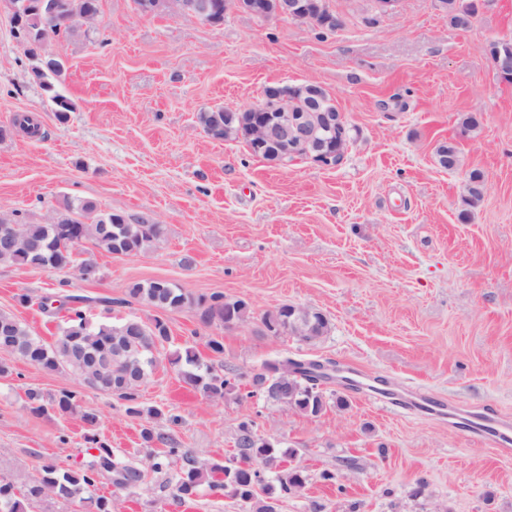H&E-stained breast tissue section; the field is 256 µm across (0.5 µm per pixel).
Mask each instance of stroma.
Masks as SVG:
<instances>
[{
    "label": "stroma",
    "instance_id": "35a3bbf8",
    "mask_svg": "<svg viewBox=\"0 0 512 512\" xmlns=\"http://www.w3.org/2000/svg\"><path fill=\"white\" fill-rule=\"evenodd\" d=\"M327 3L342 19L333 32L236 11L210 26L99 0L93 22L46 46L65 63L55 91L74 110L64 122L0 15V128L29 114L43 131L0 140V214L43 223L68 198L167 228L157 248L135 256L84 244L82 259L98 268L92 281L72 269L0 265V311L48 344L63 324L41 310L48 296L92 297L94 323L164 317L171 339L141 402L162 408L156 428L202 462L232 458L248 418L262 438L295 449L284 464L308 481L274 492L276 512H512V449L476 428L512 423V83L487 49L512 39V0H484L465 28L437 0H400L386 13L375 0ZM306 83L346 115L339 166L276 165L198 122V113L261 101L268 86ZM468 116L476 129L463 128ZM449 142L461 156L454 172L437 158ZM474 171L484 188L471 206ZM157 279L196 299H244L251 314L227 327L201 324L194 306L123 305L130 284ZM284 304L324 313L328 335L306 343L262 334V315ZM211 337L224 363L247 374L285 354L332 362L364 387L325 383L329 405L316 417L257 397L211 399L169 362ZM0 364V475L15 486L51 461L78 468L89 453L78 416L32 415L30 389L81 391L100 414L99 441L149 465L145 421L120 401L66 370L4 353ZM326 470L345 492L324 484ZM96 493L113 512H249L205 487L177 503L162 474L135 490L104 479Z\"/></svg>",
    "mask_w": 512,
    "mask_h": 512
}]
</instances>
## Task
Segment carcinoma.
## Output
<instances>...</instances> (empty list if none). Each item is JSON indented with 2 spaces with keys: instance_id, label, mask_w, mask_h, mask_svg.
<instances>
[{
  "instance_id": "1",
  "label": "carcinoma",
  "mask_w": 512,
  "mask_h": 512,
  "mask_svg": "<svg viewBox=\"0 0 512 512\" xmlns=\"http://www.w3.org/2000/svg\"><path fill=\"white\" fill-rule=\"evenodd\" d=\"M31 2L33 0H16L22 26L15 38L27 41L29 49L26 54L37 61L33 73L40 85L51 91L62 79L64 65L57 56L46 52L45 45L50 40L67 38L76 26L58 22L46 27L42 15L32 10ZM66 4L68 14L75 18L99 12V0H66ZM443 9L451 23L466 27L477 13L478 5L476 0H443ZM489 53L499 77L512 82V40L491 43ZM52 101L57 118L67 120L69 112L74 110L71 100L56 92ZM198 120L208 133L224 125V110L201 112ZM438 162L445 170L457 169L460 165L457 148L452 144L441 146ZM95 211L96 205L90 201L69 202L64 211L57 213L60 218L57 224L35 223L16 217L15 222L21 225L20 235L12 249L0 250V264L59 271L75 269L81 273L92 262L78 261L75 242L79 240L109 254L120 249H131L141 254L165 238L164 225L151 224L144 216L130 218L120 213H108L96 216L92 224H82L72 218L74 214H92ZM104 225L112 229V233L102 234ZM132 299L161 310L194 305L200 310L199 319L204 325L215 321L236 324L246 321L250 315V307L243 299L213 294L195 300L165 280L134 283L128 288V298L117 301V304L125 305ZM68 301L70 306L66 308L65 325L59 328V335L49 345L33 336L14 315L0 312V352L15 355L48 371L67 369L81 378L85 387L123 402L126 413L146 416L147 426L141 433L143 442L149 447L161 446V450L153 454L150 468L156 473H170L169 485L175 499L182 503L189 501L205 484L212 492H227L251 505L254 512H275L271 502L260 498L262 493L268 497L272 494V486L266 483L265 470H276L280 491L285 494L305 487L307 475L304 471L298 468L278 470L279 462L293 456L295 450H284L265 442L257 435L255 422L249 418L239 425L235 443L237 461L198 462L190 450L153 426V422L165 417V413L157 407L145 408L139 401L142 386L157 367V354L170 339L167 323L157 317L149 323L125 318L118 323L92 324L84 315L81 299L70 297ZM292 318V306L284 305L263 314L261 324L270 334L277 336L288 332ZM170 363L179 367V374L186 384L213 398L231 394L239 399L259 396L269 403L286 406L307 416H318L327 407L325 393L319 386L326 377L325 365L319 361L288 357L268 360L261 372L252 375V390L246 393L240 391L242 372L224 365L215 370L192 346L175 352ZM26 396L27 409L34 416L50 413L78 415L91 431L86 439L95 445V452L89 454L77 469L61 468L55 464L43 466L41 477L29 482L18 494L11 483L0 478V512H24V502L36 501L48 494L65 500L73 499L92 492L103 479H109L113 486L125 490L138 488L144 483L145 472L139 465L97 443L92 431L99 423V413L82 405L80 393L62 391L47 398L30 389Z\"/></svg>"
}]
</instances>
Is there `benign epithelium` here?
<instances>
[{
  "label": "benign epithelium",
  "mask_w": 512,
  "mask_h": 512,
  "mask_svg": "<svg viewBox=\"0 0 512 512\" xmlns=\"http://www.w3.org/2000/svg\"><path fill=\"white\" fill-rule=\"evenodd\" d=\"M36 10L46 15L49 22L74 18L63 12L61 0H36ZM137 10L143 15L173 13L192 16L211 25L220 22L224 13L241 11L264 20L288 18L311 23L331 31L336 18L331 11L322 7L318 0H221L216 5L212 0H139ZM245 112L266 116L264 122L248 125V138L258 148L275 149V163L285 158H303L321 166H337L345 156V151L326 150L324 136L336 132L347 125L342 112H319L311 102L295 110L288 106V90L270 88L263 94L261 102L245 109Z\"/></svg>",
  "instance_id": "benign-epithelium-1"
}]
</instances>
